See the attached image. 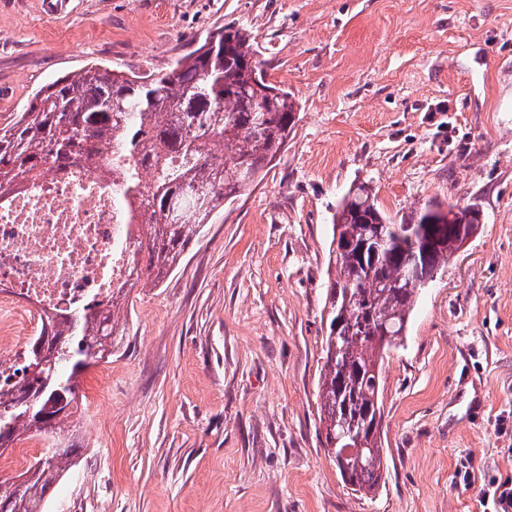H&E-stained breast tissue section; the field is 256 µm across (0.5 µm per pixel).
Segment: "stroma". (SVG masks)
Instances as JSON below:
<instances>
[{
	"mask_svg": "<svg viewBox=\"0 0 512 512\" xmlns=\"http://www.w3.org/2000/svg\"><path fill=\"white\" fill-rule=\"evenodd\" d=\"M248 29L296 125L182 264L140 284L70 420L52 512H493L512 477V0H0V127L91 64L168 69ZM479 203L383 370L384 486H344L319 436L332 215ZM469 462L471 481L457 470ZM484 490V497L487 500L492 496L493 503L497 510L493 512H511L512 511V480L506 479Z\"/></svg>",
	"mask_w": 512,
	"mask_h": 512,
	"instance_id": "35a3bbf8",
	"label": "stroma"
}]
</instances>
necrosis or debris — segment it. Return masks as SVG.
<instances>
[{"instance_id":"necrosis-or-debris-1","label":"necrosis or debris","mask_w":512,"mask_h":512,"mask_svg":"<svg viewBox=\"0 0 512 512\" xmlns=\"http://www.w3.org/2000/svg\"><path fill=\"white\" fill-rule=\"evenodd\" d=\"M143 229L140 210L89 163L0 199V391L21 384L24 351L48 317L110 302L129 283Z\"/></svg>"}]
</instances>
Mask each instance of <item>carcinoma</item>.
Instances as JSON below:
<instances>
[{
    "mask_svg": "<svg viewBox=\"0 0 512 512\" xmlns=\"http://www.w3.org/2000/svg\"><path fill=\"white\" fill-rule=\"evenodd\" d=\"M251 40L243 28H224L164 73L95 64L50 82L17 119L0 127V191L108 150L120 154L127 160L123 201L136 199L146 224L129 286L158 282L224 203L260 179L295 126L294 97L265 81ZM141 171L157 177L144 185ZM481 224L477 204L438 202L396 223L364 185L336 206L319 420L343 483L357 484L363 495L385 483L384 361L406 336L425 283ZM426 237L437 241L427 253L421 246ZM410 267L420 276L408 281L402 274ZM120 304L115 298L104 307L55 316L28 346V378L8 397L0 444L34 434H49L54 442L20 474V485L0 479V512H44L45 495L75 466L79 448L62 444L61 433L72 416L79 375L112 356Z\"/></svg>",
    "mask_w": 512,
    "mask_h": 512,
    "instance_id": "carcinoma-1",
    "label": "carcinoma"
}]
</instances>
